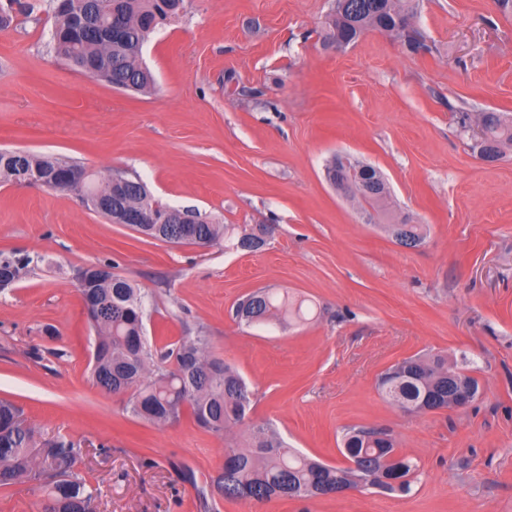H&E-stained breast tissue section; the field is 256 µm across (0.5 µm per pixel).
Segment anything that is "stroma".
<instances>
[{"instance_id":"obj_1","label":"stroma","mask_w":512,"mask_h":512,"mask_svg":"<svg viewBox=\"0 0 512 512\" xmlns=\"http://www.w3.org/2000/svg\"><path fill=\"white\" fill-rule=\"evenodd\" d=\"M332 0H185L143 50L156 86L113 88L61 61L47 0L0 32V148L139 176L169 206L223 224H272L256 252L176 246L87 208L70 191L0 183V252L34 263L0 292V398L43 437L81 443L94 512H512V150H474L482 113L512 119V16L494 0H412L420 42L371 32L324 43ZM386 178L367 220L325 179L338 154ZM424 225L414 248L386 226ZM111 265L146 294V333L203 337L254 393L249 424L345 465L352 426L388 431L419 471L409 492L227 502L209 478L225 440L190 416L132 418L93 384L96 342L73 274ZM309 299L305 322L245 325L242 296ZM441 353L480 384L462 408L408 415L378 388L413 355ZM45 486L0 488V512H42Z\"/></svg>"}]
</instances>
